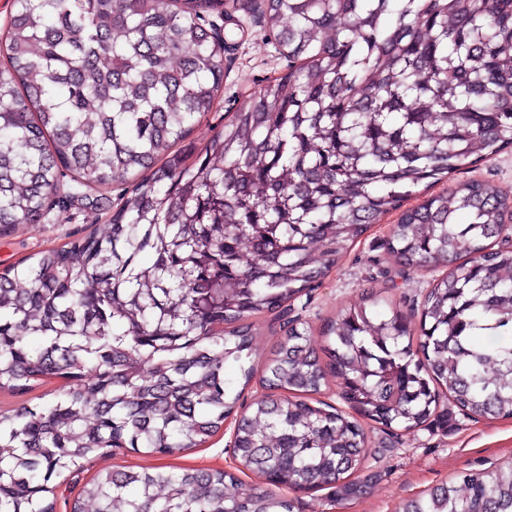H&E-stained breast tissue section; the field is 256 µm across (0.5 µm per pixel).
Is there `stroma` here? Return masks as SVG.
I'll return each instance as SVG.
<instances>
[{"label": "stroma", "mask_w": 512, "mask_h": 512, "mask_svg": "<svg viewBox=\"0 0 512 512\" xmlns=\"http://www.w3.org/2000/svg\"><path fill=\"white\" fill-rule=\"evenodd\" d=\"M247 27L244 33L234 25L226 27L231 43L224 53V90L213 112L195 128L192 137L197 144L206 143L221 131L225 116L245 105L254 91L287 69L286 57L267 39L263 27L253 21ZM468 179L493 181L512 194V148L456 172L432 186L431 191L437 194ZM398 218L395 212L383 216L316 288L295 301V312L303 321L319 326L356 301L371 282L387 289L394 302L419 298L429 275L403 271L383 248ZM105 222V214L86 208L80 198L67 199L64 207L54 208L43 223L21 224L10 235L0 236V271L45 249L62 246L75 234L103 228ZM231 435L227 428L201 447L166 456L113 449L86 464L81 472L57 477L55 512H71L82 486L103 470H235L236 462L228 449ZM369 435L367 471L373 480L367 492L340 502L329 487L300 491L296 494L299 512H395L401 502L448 482L459 472L487 469L512 459V417L469 418L457 413L448 424L411 435L396 437L377 428L370 429Z\"/></svg>", "instance_id": "35a3bbf8"}]
</instances>
